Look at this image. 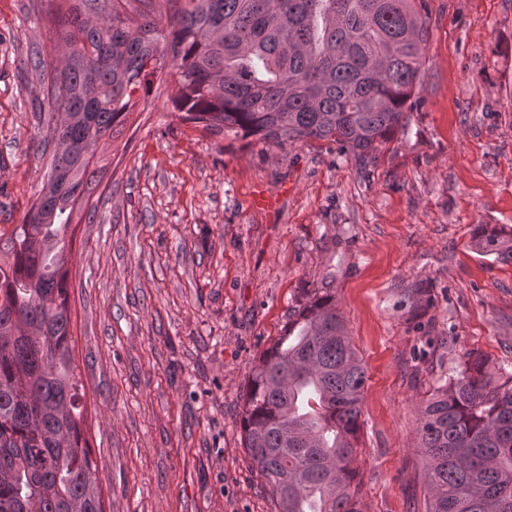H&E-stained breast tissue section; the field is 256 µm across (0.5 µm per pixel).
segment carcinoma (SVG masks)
<instances>
[{
    "label": "carcinoma",
    "mask_w": 512,
    "mask_h": 512,
    "mask_svg": "<svg viewBox=\"0 0 512 512\" xmlns=\"http://www.w3.org/2000/svg\"><path fill=\"white\" fill-rule=\"evenodd\" d=\"M163 34L127 0H73L52 15L70 45L50 103L55 190L39 194L0 263V512H103L97 462L80 430L67 269L74 202L96 149L134 92L178 62L187 120L266 145L331 140L361 165L404 130L426 62L428 0H186ZM164 48H159V43ZM472 250L512 264V230L478 224ZM434 302L428 279L403 293ZM420 407L425 512H512V374L483 357ZM366 368L328 286L310 292L251 370L243 445L275 512H360L352 489Z\"/></svg>",
    "instance_id": "obj_1"
}]
</instances>
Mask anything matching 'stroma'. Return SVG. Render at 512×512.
Returning a JSON list of instances; mask_svg holds the SVG:
<instances>
[{"instance_id": "obj_1", "label": "stroma", "mask_w": 512, "mask_h": 512, "mask_svg": "<svg viewBox=\"0 0 512 512\" xmlns=\"http://www.w3.org/2000/svg\"><path fill=\"white\" fill-rule=\"evenodd\" d=\"M0 0V234L49 170L47 17ZM407 130L360 168L328 140L272 146L184 120L171 65L102 141L69 263L83 434L105 512H274L242 444L253 365L330 282L363 360L361 512H424L421 402L465 352L512 372V265L470 248L512 227V0H428ZM428 278L434 304L401 303Z\"/></svg>"}]
</instances>
